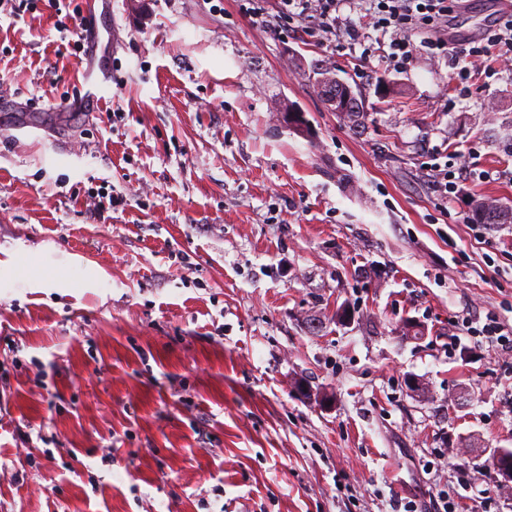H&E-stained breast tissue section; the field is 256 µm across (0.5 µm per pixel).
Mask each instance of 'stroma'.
<instances>
[{
	"mask_svg": "<svg viewBox=\"0 0 512 512\" xmlns=\"http://www.w3.org/2000/svg\"><path fill=\"white\" fill-rule=\"evenodd\" d=\"M222 5L109 0L95 112L52 0L0 17V512H512V353L465 328L512 329V223L472 219L512 206V64L395 69L358 2L362 46ZM475 218L481 224L512 223V208L503 207L492 201L477 200L473 210V219Z\"/></svg>",
	"mask_w": 512,
	"mask_h": 512,
	"instance_id": "stroma-1",
	"label": "stroma"
}]
</instances>
